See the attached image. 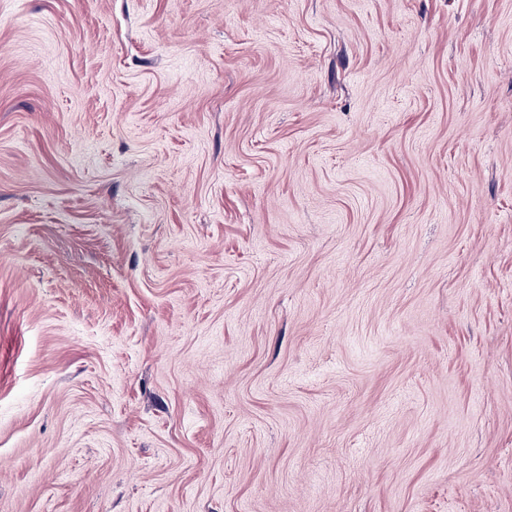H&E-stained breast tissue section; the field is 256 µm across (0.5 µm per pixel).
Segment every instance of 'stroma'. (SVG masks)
<instances>
[{"instance_id":"obj_1","label":"stroma","mask_w":512,"mask_h":512,"mask_svg":"<svg viewBox=\"0 0 512 512\" xmlns=\"http://www.w3.org/2000/svg\"><path fill=\"white\" fill-rule=\"evenodd\" d=\"M0 512H512V0H0Z\"/></svg>"}]
</instances>
